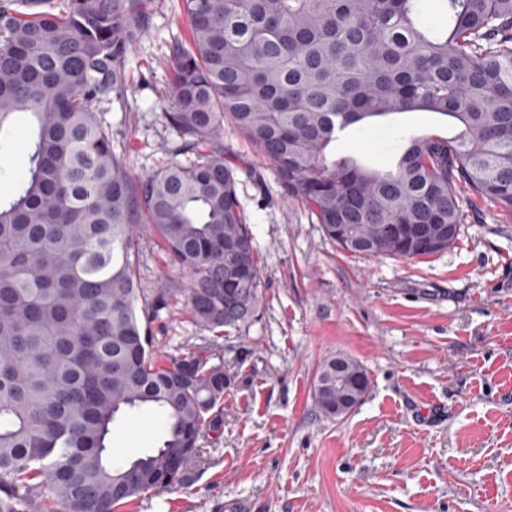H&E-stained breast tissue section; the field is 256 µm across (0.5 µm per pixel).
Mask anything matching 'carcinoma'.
<instances>
[{
	"instance_id": "1",
	"label": "carcinoma",
	"mask_w": 512,
	"mask_h": 512,
	"mask_svg": "<svg viewBox=\"0 0 512 512\" xmlns=\"http://www.w3.org/2000/svg\"><path fill=\"white\" fill-rule=\"evenodd\" d=\"M437 2L444 22L430 27L424 0H184L189 40L170 45L165 112L181 143L134 178L98 107L124 100L151 0H0V159L19 129L28 156L0 199V512H119L200 456L224 365L206 349L159 359L147 323L173 289L144 295L133 246L142 230L160 241L200 326L239 330L241 307L259 313L224 119L344 251L448 249L454 239L418 230L460 232L461 180L512 213V0ZM409 112L458 132L405 136L387 169L333 153L340 134ZM338 357L365 399L370 377L351 356L327 357L316 378L336 379ZM142 409L165 415L166 439L112 465L107 436Z\"/></svg>"
}]
</instances>
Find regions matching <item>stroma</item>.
Here are the masks:
<instances>
[{"label": "stroma", "mask_w": 512, "mask_h": 512, "mask_svg": "<svg viewBox=\"0 0 512 512\" xmlns=\"http://www.w3.org/2000/svg\"><path fill=\"white\" fill-rule=\"evenodd\" d=\"M188 35L181 0H152L150 28L127 57L125 100L103 109L131 175L171 159L168 46ZM405 132L454 134L438 115L413 112L352 130L332 150L384 165ZM224 156L259 256L262 308L245 329H201L184 273L165 263L152 234L137 238L145 294L175 288L149 326L155 347L212 350L231 384L207 415L186 479L120 512H512V214L463 184L448 250L356 255L283 194L273 166L229 123ZM336 353L371 378L365 401L343 418L322 415L314 399L316 369ZM164 435L158 411L121 417L113 464Z\"/></svg>", "instance_id": "obj_1"}]
</instances>
